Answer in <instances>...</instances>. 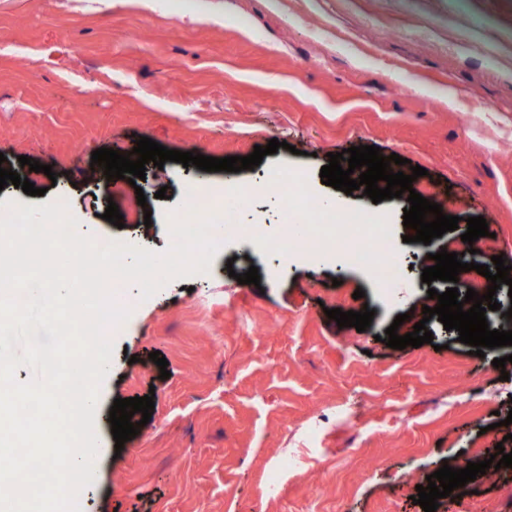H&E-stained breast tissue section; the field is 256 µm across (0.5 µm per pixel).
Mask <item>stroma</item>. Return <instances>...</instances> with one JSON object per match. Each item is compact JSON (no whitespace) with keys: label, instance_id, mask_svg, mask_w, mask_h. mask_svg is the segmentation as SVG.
I'll return each instance as SVG.
<instances>
[{"label":"stroma","instance_id":"stroma-1","mask_svg":"<svg viewBox=\"0 0 512 512\" xmlns=\"http://www.w3.org/2000/svg\"><path fill=\"white\" fill-rule=\"evenodd\" d=\"M192 4L142 12L0 0V165L43 190L8 184L0 202L68 196L79 233L163 252L167 216L195 167L147 164L136 188L91 168L93 151L125 154L145 136L245 157L275 138L282 149L237 182L298 173L317 200L386 215L404 282L389 294L335 252L281 264L232 237L207 273L145 301L128 285L132 314L115 338L100 410L148 394L154 410L120 448L111 424L96 422L102 450L80 510L423 512L412 497L443 463L480 461L500 442L512 448V425L497 423L512 412V347L472 355L437 320L432 343H382L396 316L421 308L426 255L444 242H404L407 198L344 197L320 170L329 153L353 146L399 154L425 168L412 187L438 194L443 214L485 218L512 266V0H210L208 24L184 17ZM22 155L56 179L20 165ZM162 188L166 198H156ZM140 192L150 223L121 229L104 219L109 202ZM252 266L259 285L238 283ZM367 307L375 314L363 332L326 315ZM290 449L305 467L268 495L271 468ZM478 505L512 512V468L477 476L437 512Z\"/></svg>","mask_w":512,"mask_h":512}]
</instances>
